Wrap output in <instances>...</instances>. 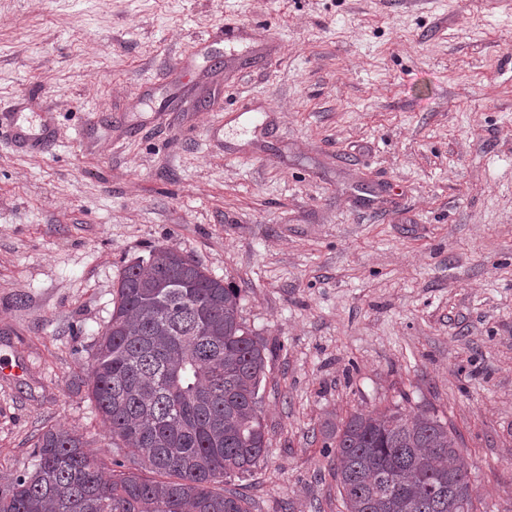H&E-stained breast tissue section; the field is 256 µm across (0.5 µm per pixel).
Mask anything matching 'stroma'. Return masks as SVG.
<instances>
[{"mask_svg":"<svg viewBox=\"0 0 512 512\" xmlns=\"http://www.w3.org/2000/svg\"><path fill=\"white\" fill-rule=\"evenodd\" d=\"M19 99L54 137L0 136V484L52 426L115 459L73 376L169 246L271 348L253 512H339L331 431L385 407L447 422L475 512H512V0H0Z\"/></svg>","mask_w":512,"mask_h":512,"instance_id":"35a3bbf8","label":"stroma"}]
</instances>
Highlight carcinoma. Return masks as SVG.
Returning a JSON list of instances; mask_svg holds the SVG:
<instances>
[{
    "label": "carcinoma",
    "mask_w": 512,
    "mask_h": 512,
    "mask_svg": "<svg viewBox=\"0 0 512 512\" xmlns=\"http://www.w3.org/2000/svg\"><path fill=\"white\" fill-rule=\"evenodd\" d=\"M267 341L237 289L159 247L128 263L90 367L91 400L123 456L103 464L50 428L35 469L0 485V512H252L224 481L264 462ZM333 477L345 512H473L457 436L437 416L356 411L336 423Z\"/></svg>",
    "instance_id": "obj_1"
}]
</instances>
